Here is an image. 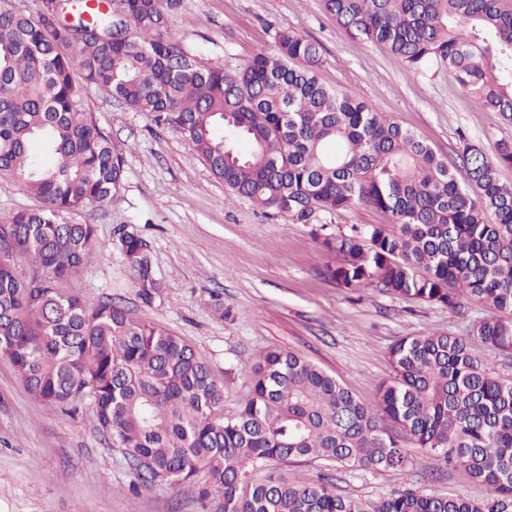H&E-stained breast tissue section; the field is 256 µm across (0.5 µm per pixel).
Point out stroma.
<instances>
[{
    "label": "stroma",
    "mask_w": 512,
    "mask_h": 512,
    "mask_svg": "<svg viewBox=\"0 0 512 512\" xmlns=\"http://www.w3.org/2000/svg\"><path fill=\"white\" fill-rule=\"evenodd\" d=\"M172 28L199 58L234 68L273 50L276 31H294L322 46L319 81L374 104L458 164L461 140L495 156L512 140V123L487 111L447 65L410 72L385 45L351 37L322 0H184ZM83 100L122 148L126 174L116 204L63 213L62 222L92 224L96 245L71 286L122 305L189 343L224 387V410L248 392L247 368L270 350L293 351L336 377L357 398L375 401L391 374L390 344L401 336L462 333L483 315L391 294L373 284L346 288L331 271L310 224H294L235 196L190 151L184 138L90 88ZM128 227L150 244L160 283L152 304L136 293L132 271L115 245ZM413 471L348 469L291 461L288 479L330 474L339 493L377 500L412 488L430 495L481 496L460 468L441 469L424 449L406 445ZM209 489L201 497V489ZM221 492L207 472L190 486H141L121 449L98 431L89 401L53 414L0 360V512H214Z\"/></svg>",
    "instance_id": "35a3bbf8"
}]
</instances>
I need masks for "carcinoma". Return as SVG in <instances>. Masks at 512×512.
Segmentation results:
<instances>
[{
    "label": "carcinoma",
    "mask_w": 512,
    "mask_h": 512,
    "mask_svg": "<svg viewBox=\"0 0 512 512\" xmlns=\"http://www.w3.org/2000/svg\"><path fill=\"white\" fill-rule=\"evenodd\" d=\"M110 2L56 24L0 0V180L41 200L0 217V359L53 412L90 399L97 429L141 482L188 484L207 471L222 490L216 512H512V379L482 357H512V185L499 176L512 141L493 158L463 142L458 171L369 102L320 84L315 40L279 31L274 52L226 70L171 28L182 0ZM322 4L413 70L446 63L512 123V10L500 0ZM78 80L180 133L235 195L293 224L359 205L385 213L395 229L361 224L321 239L342 286L375 283L454 309L466 296L485 314L463 334L395 341L373 404L303 356L270 351L250 367L248 397L224 413V389L185 340L70 288L96 228L60 215L114 202L125 179L124 153L85 110ZM115 245L152 303L147 240L121 228ZM406 441L463 467L484 495L406 489L363 501L324 476H254L293 459L405 469Z\"/></svg>",
    "instance_id": "1"
}]
</instances>
